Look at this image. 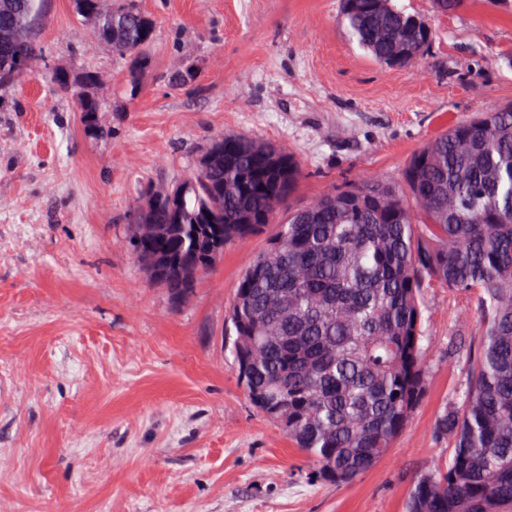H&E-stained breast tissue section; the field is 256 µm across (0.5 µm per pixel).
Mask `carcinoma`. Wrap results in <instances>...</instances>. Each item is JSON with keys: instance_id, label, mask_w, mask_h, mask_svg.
<instances>
[{"instance_id": "carcinoma-1", "label": "carcinoma", "mask_w": 512, "mask_h": 512, "mask_svg": "<svg viewBox=\"0 0 512 512\" xmlns=\"http://www.w3.org/2000/svg\"><path fill=\"white\" fill-rule=\"evenodd\" d=\"M47 0H0V90L42 71L38 34ZM125 64L135 92L155 32L138 0H71ZM350 35L389 68L414 63L431 41L392 0H344ZM51 82L75 99L85 132L112 138L99 103L61 72ZM225 160L162 190L144 189L133 223L158 235L128 236L133 252L161 253L156 283L175 300L191 293L230 245L269 223L301 178L291 153L244 135L224 136ZM438 285L477 301L482 338L463 388L433 428L451 444L445 467L422 473L406 512H512V105L476 112L414 154L396 180L373 176L288 211L243 273L229 307L234 364L249 400L263 389L268 418L309 458L312 477L343 486L386 454L425 395L430 347L423 290ZM243 350H238V347Z\"/></svg>"}]
</instances>
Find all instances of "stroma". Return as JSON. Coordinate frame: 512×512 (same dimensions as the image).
<instances>
[{
  "instance_id": "1",
  "label": "stroma",
  "mask_w": 512,
  "mask_h": 512,
  "mask_svg": "<svg viewBox=\"0 0 512 512\" xmlns=\"http://www.w3.org/2000/svg\"><path fill=\"white\" fill-rule=\"evenodd\" d=\"M394 3L432 31L411 67L374 62L342 0H140L155 34L133 95L70 0H49L47 72L0 109V512H404L415 478L445 464L436 412L481 338L466 295L426 289L425 399L346 486L312 479L248 399L228 344L240 277L288 208L399 177L451 124L512 104V0H463L449 14L433 0ZM88 70L112 75L86 90L107 141L84 134L48 77ZM237 134L290 151L303 176L262 233L227 246L175 300L127 243L130 206ZM461 315L471 323L452 334Z\"/></svg>"
}]
</instances>
